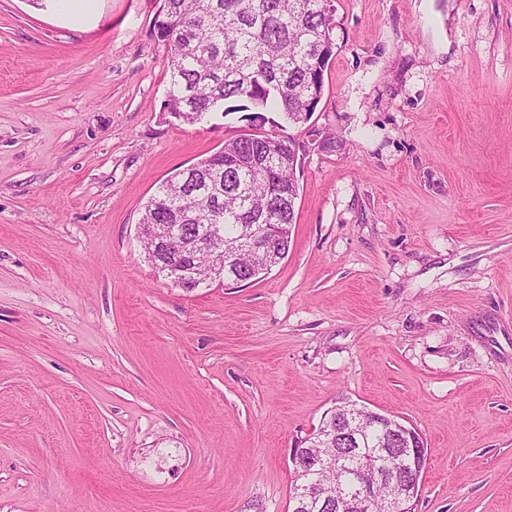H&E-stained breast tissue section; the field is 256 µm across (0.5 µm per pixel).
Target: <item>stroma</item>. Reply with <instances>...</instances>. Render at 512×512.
<instances>
[{"mask_svg": "<svg viewBox=\"0 0 512 512\" xmlns=\"http://www.w3.org/2000/svg\"><path fill=\"white\" fill-rule=\"evenodd\" d=\"M310 119L163 110L160 0H0V512H288L346 397L428 448L411 512H512V0H331ZM300 148L287 257L185 293L175 169ZM144 243L148 259L158 273L169 278L173 284L186 292H193L200 287L193 277L192 267L201 268L206 265V256L203 252H184L170 257L168 254L152 252L150 239H145Z\"/></svg>", "mask_w": 512, "mask_h": 512, "instance_id": "1", "label": "stroma"}]
</instances>
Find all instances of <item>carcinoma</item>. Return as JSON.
Listing matches in <instances>:
<instances>
[{
  "label": "carcinoma",
  "instance_id": "obj_1",
  "mask_svg": "<svg viewBox=\"0 0 512 512\" xmlns=\"http://www.w3.org/2000/svg\"><path fill=\"white\" fill-rule=\"evenodd\" d=\"M328 0H161L153 31L169 48L170 89L164 111L191 123L193 117L227 112H266L272 107L291 125L307 121L321 101L323 76L333 56V18ZM298 154L290 136L249 133L177 169L147 201L141 224H168L189 239L216 225L226 239L243 224H280L267 238L266 253H245L224 264L222 282L257 280L272 270L269 259H285L295 220ZM157 272L186 292L199 288L192 267L206 265L202 252L169 256L152 251ZM378 435L357 436L358 452L338 473L347 492L355 475L372 461Z\"/></svg>",
  "mask_w": 512,
  "mask_h": 512
}]
</instances>
